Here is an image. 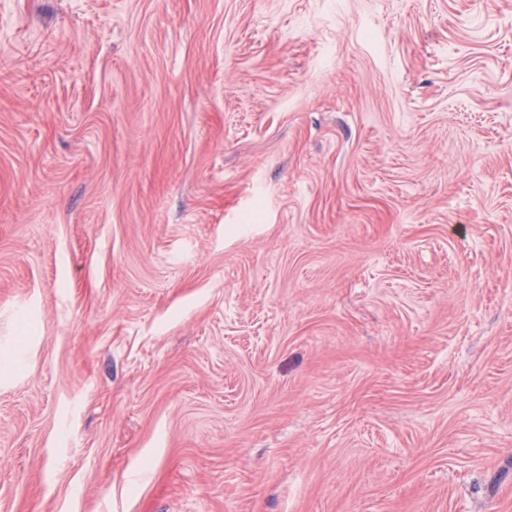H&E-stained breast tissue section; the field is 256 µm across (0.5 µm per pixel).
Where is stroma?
I'll list each match as a JSON object with an SVG mask.
<instances>
[{
	"label": "stroma",
	"mask_w": 512,
	"mask_h": 512,
	"mask_svg": "<svg viewBox=\"0 0 512 512\" xmlns=\"http://www.w3.org/2000/svg\"><path fill=\"white\" fill-rule=\"evenodd\" d=\"M0 512H512V0H0Z\"/></svg>",
	"instance_id": "obj_1"
}]
</instances>
